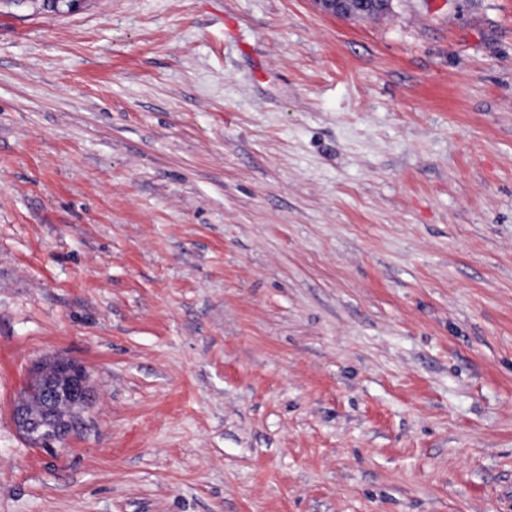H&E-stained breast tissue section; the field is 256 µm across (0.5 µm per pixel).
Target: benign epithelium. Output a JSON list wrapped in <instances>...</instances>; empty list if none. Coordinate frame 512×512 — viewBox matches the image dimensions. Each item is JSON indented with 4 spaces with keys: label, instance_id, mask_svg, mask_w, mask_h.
I'll use <instances>...</instances> for the list:
<instances>
[{
    "label": "benign epithelium",
    "instance_id": "benign-epithelium-1",
    "mask_svg": "<svg viewBox=\"0 0 512 512\" xmlns=\"http://www.w3.org/2000/svg\"><path fill=\"white\" fill-rule=\"evenodd\" d=\"M319 10L332 15H346L352 0H314ZM45 364L54 368L49 375L37 367L28 378L24 390L39 403L33 414L22 402L12 411L13 420L25 440L36 448H52L65 442L90 401L89 381L85 368L77 361L55 356Z\"/></svg>",
    "mask_w": 512,
    "mask_h": 512
}]
</instances>
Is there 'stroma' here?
Returning a JSON list of instances; mask_svg holds the SVG:
<instances>
[{"mask_svg":"<svg viewBox=\"0 0 512 512\" xmlns=\"http://www.w3.org/2000/svg\"><path fill=\"white\" fill-rule=\"evenodd\" d=\"M0 512H512V0L0 8ZM43 365L54 368L51 377L42 370ZM24 390L39 403H31V410L37 413L39 406L40 410L37 414L29 412L20 399L13 407V420L25 440L36 448H52L56 443H64L90 401L85 368L64 356H55L39 365L28 378ZM61 405L74 411L72 418L59 416Z\"/></svg>","mask_w":512,"mask_h":512,"instance_id":"1","label":"stroma"}]
</instances>
